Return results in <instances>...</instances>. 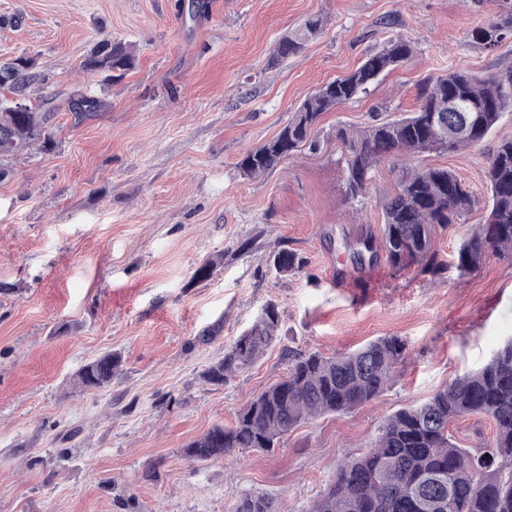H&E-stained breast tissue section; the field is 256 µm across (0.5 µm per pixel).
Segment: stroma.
<instances>
[{
    "label": "stroma",
    "instance_id": "obj_1",
    "mask_svg": "<svg viewBox=\"0 0 512 512\" xmlns=\"http://www.w3.org/2000/svg\"><path fill=\"white\" fill-rule=\"evenodd\" d=\"M0 63L32 57L36 92L56 97L54 151L8 159L0 180V512H231L251 493L307 512L342 460L363 452L385 418L481 368L512 339V254L460 275L465 223L438 236V273L356 261L361 230L379 232L394 188L380 166L364 193H344L340 127L413 111L422 82L451 70L491 78L512 67V34L475 31L500 20L499 0H0ZM311 17L324 27L297 55L269 58ZM137 63L106 109L75 120L72 92L93 93L81 68L103 38ZM413 58L367 95L325 113L318 149L242 178L244 153L276 136L322 84L344 77L390 39ZM512 137L505 110L482 146L422 154L486 198L484 171ZM304 260L280 276L275 244ZM214 261L211 276L193 282ZM279 344L227 384L203 373L267 303ZM213 333L211 342L198 338ZM383 336L409 357L372 404L301 424L278 447L193 462L184 449L288 370L287 351L330 356ZM124 371L101 390L77 372L107 352ZM457 443L495 435L485 415L458 418Z\"/></svg>",
    "mask_w": 512,
    "mask_h": 512
}]
</instances>
